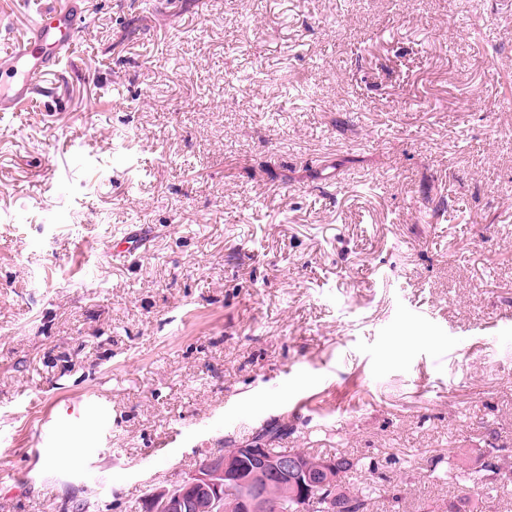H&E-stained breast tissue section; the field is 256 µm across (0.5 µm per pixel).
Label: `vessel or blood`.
<instances>
[{
  "label": "vessel or blood",
  "mask_w": 512,
  "mask_h": 512,
  "mask_svg": "<svg viewBox=\"0 0 512 512\" xmlns=\"http://www.w3.org/2000/svg\"><path fill=\"white\" fill-rule=\"evenodd\" d=\"M87 15L74 0L59 7L44 5L32 14L22 36L7 40L0 49V112L17 111L56 73L62 53L70 51Z\"/></svg>",
  "instance_id": "vessel-or-blood-1"
}]
</instances>
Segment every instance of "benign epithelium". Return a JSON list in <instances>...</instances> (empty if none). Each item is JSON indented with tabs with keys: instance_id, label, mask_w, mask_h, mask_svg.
<instances>
[{
	"instance_id": "7a95c632",
	"label": "benign epithelium",
	"mask_w": 512,
	"mask_h": 512,
	"mask_svg": "<svg viewBox=\"0 0 512 512\" xmlns=\"http://www.w3.org/2000/svg\"><path fill=\"white\" fill-rule=\"evenodd\" d=\"M336 458L322 457L312 466L292 448L245 445L230 453L212 456L197 472L168 487L154 491L145 512H224L225 493L236 491L239 512H271L272 502L252 477H273L295 486V512H307L312 493L320 492L327 510L336 509Z\"/></svg>"
}]
</instances>
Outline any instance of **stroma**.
I'll return each mask as SVG.
<instances>
[{
  "label": "stroma",
  "instance_id": "1",
  "mask_svg": "<svg viewBox=\"0 0 512 512\" xmlns=\"http://www.w3.org/2000/svg\"><path fill=\"white\" fill-rule=\"evenodd\" d=\"M91 2L0 115V512L255 441L370 512L512 466V0Z\"/></svg>",
  "mask_w": 512,
  "mask_h": 512
}]
</instances>
